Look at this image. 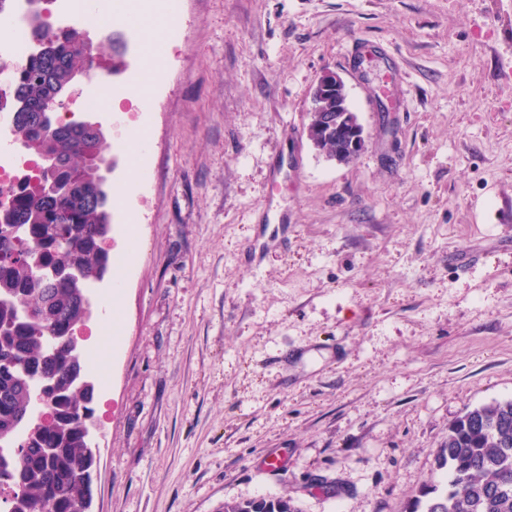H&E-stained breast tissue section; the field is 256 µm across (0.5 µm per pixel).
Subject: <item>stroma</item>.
Returning a JSON list of instances; mask_svg holds the SVG:
<instances>
[{
    "label": "stroma",
    "instance_id": "stroma-1",
    "mask_svg": "<svg viewBox=\"0 0 512 512\" xmlns=\"http://www.w3.org/2000/svg\"><path fill=\"white\" fill-rule=\"evenodd\" d=\"M153 108L112 142L116 340L90 512H404L466 410L512 398V0H178ZM371 56V72L357 63ZM340 74L369 143L305 134ZM146 148L130 157L127 128ZM297 148L295 173L271 168ZM276 193L287 230L269 226ZM265 458L286 468L260 469ZM348 113L350 112L344 110L339 112L338 115L345 117L343 120L345 129L343 130L338 131L335 125L329 126L325 124L321 117H313L305 127L308 140L318 151L323 153L328 159H336V156H339L344 164H349L355 160V157L349 151L353 133L349 128L352 124L346 118ZM223 512H300L290 496L255 498L232 504L224 503Z\"/></svg>",
    "mask_w": 512,
    "mask_h": 512
}]
</instances>
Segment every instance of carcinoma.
I'll return each mask as SVG.
<instances>
[{"instance_id":"obj_1","label":"carcinoma","mask_w":512,"mask_h":512,"mask_svg":"<svg viewBox=\"0 0 512 512\" xmlns=\"http://www.w3.org/2000/svg\"><path fill=\"white\" fill-rule=\"evenodd\" d=\"M49 39L42 51L0 90L12 109L14 136L38 158L63 166L49 191L23 190L0 216V449L18 461L0 504L6 512H84L92 497L95 382L85 369L76 329L89 320L92 286L112 266L110 191L102 174L109 145L82 120L58 122L50 131L44 104L81 62L80 33L53 32L46 5L30 0ZM312 118L305 131L326 158L355 160L353 133ZM445 482L427 483L405 512H512V399L466 411L448 427L438 450ZM223 512H300L290 496L224 504Z\"/></svg>"}]
</instances>
